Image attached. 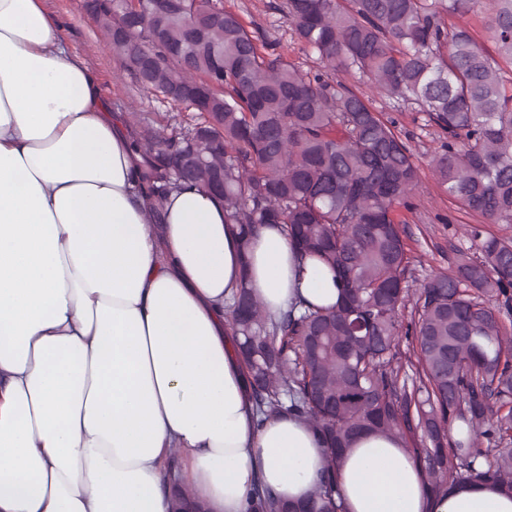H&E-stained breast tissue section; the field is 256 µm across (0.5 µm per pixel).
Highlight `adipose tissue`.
Returning <instances> with one entry per match:
<instances>
[{
	"instance_id": "ef3b65f1",
	"label": "adipose tissue",
	"mask_w": 512,
	"mask_h": 512,
	"mask_svg": "<svg viewBox=\"0 0 512 512\" xmlns=\"http://www.w3.org/2000/svg\"><path fill=\"white\" fill-rule=\"evenodd\" d=\"M142 156L44 0H0V512H250L305 501L324 443L260 418L228 306L331 307L335 274L283 225L249 247L200 186L150 194ZM179 453V469L168 466ZM345 512H512L489 485L433 494L400 436L344 452Z\"/></svg>"
}]
</instances>
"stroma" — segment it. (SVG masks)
Here are the masks:
<instances>
[{"label":"stroma","mask_w":512,"mask_h":512,"mask_svg":"<svg viewBox=\"0 0 512 512\" xmlns=\"http://www.w3.org/2000/svg\"><path fill=\"white\" fill-rule=\"evenodd\" d=\"M87 0H47V9L65 24L64 40L69 53L94 71L102 96L113 114L124 122L140 120L153 128L163 127L169 116L186 113V106H174L147 90L125 70L121 56L107 45L103 33L85 9ZM287 0H224L226 9L237 13L265 52L280 55L305 72L319 70L315 53L297 42L286 18ZM353 92L368 100L384 121L408 144L420 169V183L409 206L398 207L402 237L420 262L412 272L414 285L431 274L453 267L459 256L477 258L479 252L465 236L466 225L478 223L476 215L465 212L435 179L430 168L443 132L428 123L425 113L414 107H393L370 80L359 73H336Z\"/></svg>","instance_id":"stroma-1"}]
</instances>
